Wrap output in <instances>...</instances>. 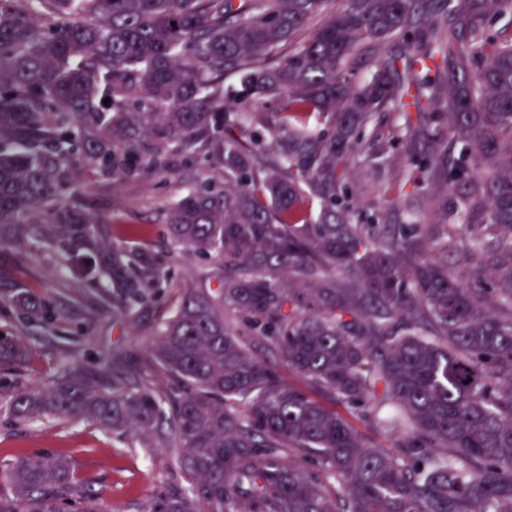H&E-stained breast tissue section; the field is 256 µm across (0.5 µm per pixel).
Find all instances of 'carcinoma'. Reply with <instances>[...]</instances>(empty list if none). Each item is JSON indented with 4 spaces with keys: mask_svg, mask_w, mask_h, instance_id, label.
I'll use <instances>...</instances> for the list:
<instances>
[{
    "mask_svg": "<svg viewBox=\"0 0 512 512\" xmlns=\"http://www.w3.org/2000/svg\"><path fill=\"white\" fill-rule=\"evenodd\" d=\"M496 15L512 0H0V248L96 252L128 317L175 300L148 369L90 373L70 353L61 379L0 393L11 417L183 449L194 483L147 512H512V31ZM192 155L219 174L166 209V233L217 265L215 288L99 242L76 208L78 157L118 181ZM395 156L386 211L408 223H358L352 167ZM0 304L54 334L26 289ZM25 355L0 336V366ZM82 484L60 456L18 457L0 512H59ZM277 369L282 376V378L291 385L298 387L305 391L312 399L317 400L324 405L335 409L339 412L343 417H345L350 424H352L366 439H368L371 443L385 447L384 449H392L390 448L391 443L388 440L387 436L360 420L359 413L355 410L348 409L346 407H342L340 405L334 406L333 402H330L325 398V396L317 391L307 380L295 375L290 372L287 367L282 366L280 364L277 365Z\"/></svg>",
    "mask_w": 512,
    "mask_h": 512,
    "instance_id": "cac0c4a2",
    "label": "carcinoma"
}]
</instances>
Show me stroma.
<instances>
[{"mask_svg": "<svg viewBox=\"0 0 512 512\" xmlns=\"http://www.w3.org/2000/svg\"><path fill=\"white\" fill-rule=\"evenodd\" d=\"M205 159L177 167L167 175L130 177L117 182L89 178L82 193L83 211L100 229L102 237L120 243L135 239L140 248L165 259L176 283L194 284L203 263L172 250L165 234L164 210L211 172ZM389 170H359L352 189L365 216L382 210V190L390 188ZM45 302L57 313L55 335L44 338L41 326L0 307V330L21 339L29 355L7 375L0 374V389H27L56 380L63 358L78 350L84 369L98 370L112 359L130 356L149 363L155 342L156 321L173 302L158 299L152 307L126 318L100 303L98 282L74 278L59 265L53 251L34 243L0 249V296L16 287ZM52 454L65 458L82 478L85 496L103 512H145L149 503L176 489H187L191 477L179 466V449L142 448L132 436L104 432L94 424L52 419L29 424L0 410V464L19 456Z\"/></svg>", "mask_w": 512, "mask_h": 512, "instance_id": "obj_1", "label": "stroma"}]
</instances>
